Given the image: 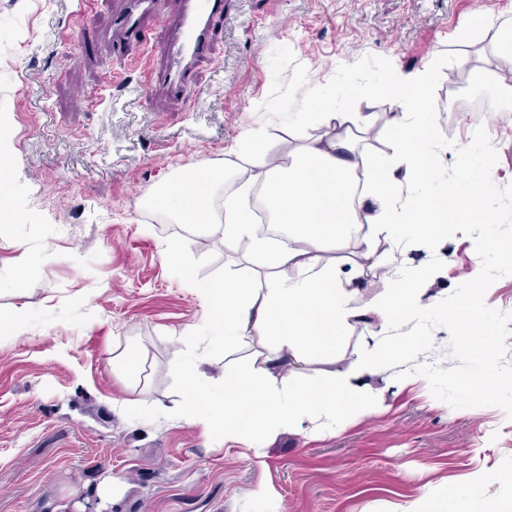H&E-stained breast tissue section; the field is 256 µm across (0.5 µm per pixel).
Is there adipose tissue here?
<instances>
[{
    "instance_id": "obj_1",
    "label": "adipose tissue",
    "mask_w": 512,
    "mask_h": 512,
    "mask_svg": "<svg viewBox=\"0 0 512 512\" xmlns=\"http://www.w3.org/2000/svg\"><path fill=\"white\" fill-rule=\"evenodd\" d=\"M437 79L427 65L407 73L391 70L379 84L349 90L351 112L337 111L332 99L311 91L303 98L305 110L291 119L302 142L289 151L287 164H268L280 142L264 125L246 129L231 148L224 174L236 191L224 199V248L260 258L263 275L234 274L197 289L209 307L205 330L228 345L256 336L265 345L243 369L218 376L207 374L202 358L180 362L188 386L184 413L207 434L238 444L258 435L303 434L322 416L368 412L356 397V382L382 374L395 354L382 334L419 313V294L430 276L414 271L389 277L369 297L353 288V280L374 266L398 264L397 227L410 226L416 240L431 244L461 219L492 221L490 169L453 191L437 188L444 178L438 162L444 145L431 110ZM379 97L388 100L389 111H366ZM374 129L387 136L389 151L362 146L363 135ZM215 180L210 167H192L188 182L167 189L158 203L179 222L209 224ZM256 188L287 241L259 235L250 206ZM351 238L358 242L354 257L340 259L337 247ZM366 316L377 327L344 371L278 388L282 367L304 370Z\"/></svg>"
}]
</instances>
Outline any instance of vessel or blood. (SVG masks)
Wrapping results in <instances>:
<instances>
[{"instance_id": "1", "label": "vessel or blood", "mask_w": 512, "mask_h": 512, "mask_svg": "<svg viewBox=\"0 0 512 512\" xmlns=\"http://www.w3.org/2000/svg\"><path fill=\"white\" fill-rule=\"evenodd\" d=\"M160 0H135L134 15L128 16L126 29L137 34L140 43H147L146 33L137 27V13L158 11ZM224 0H181V19L168 51L167 94L188 96L186 77L208 47V28L211 17L223 11Z\"/></svg>"}]
</instances>
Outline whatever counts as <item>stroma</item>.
<instances>
[{"instance_id":"obj_1","label":"stroma","mask_w":512,"mask_h":512,"mask_svg":"<svg viewBox=\"0 0 512 512\" xmlns=\"http://www.w3.org/2000/svg\"><path fill=\"white\" fill-rule=\"evenodd\" d=\"M126 7L94 0L83 24L75 0H0V154L16 211L0 229V512H64L107 484L112 512H451L456 488L486 471L502 479L481 488V502L502 512L512 420L495 407L452 408L418 375L361 379L369 413L305 434L230 445L187 423L179 362L197 355L213 372L238 370L264 345L203 333L208 311L193 285L259 267L226 252L219 232L146 204L189 166L223 171L245 127L302 111L294 89L305 81L348 112L349 85L428 64L436 102L452 98V75L475 83L494 44L479 32L472 68L456 69L461 31L479 17L512 27V0H227L181 100L159 91L180 0L141 15L147 46L114 37ZM440 122L449 181L462 178L459 147L483 168L490 137L497 183L512 182V101ZM172 241L177 264L162 257ZM434 256L444 263L427 294L435 303L481 268L460 233L434 251L409 242L403 264ZM366 334L357 325L280 385L345 370ZM127 350L140 355L131 376L112 368Z\"/></svg>"}]
</instances>
